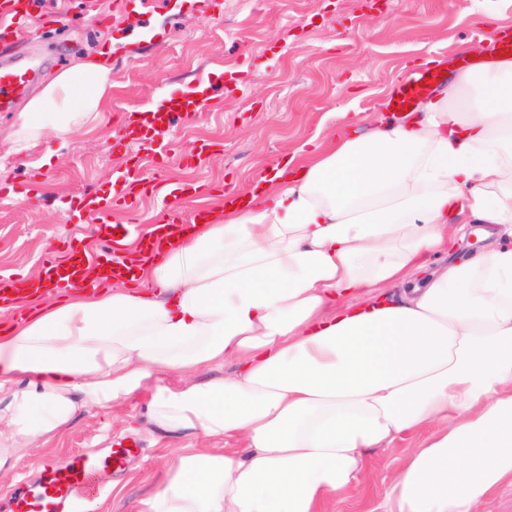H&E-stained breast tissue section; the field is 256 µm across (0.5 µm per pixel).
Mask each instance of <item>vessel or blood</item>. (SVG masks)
Masks as SVG:
<instances>
[{"instance_id": "b4317fda", "label": "vessel or blood", "mask_w": 512, "mask_h": 512, "mask_svg": "<svg viewBox=\"0 0 512 512\" xmlns=\"http://www.w3.org/2000/svg\"><path fill=\"white\" fill-rule=\"evenodd\" d=\"M39 0H0V40L18 36L25 22L34 16ZM36 63L0 66V112L10 111L17 100L30 90L36 75ZM445 79L440 69L424 67L415 71L401 82L386 100L388 109L411 110L417 101L429 94ZM206 99L173 97L157 105L146 121L147 134L137 137L139 149L161 156L164 153L162 139L182 111L206 107ZM128 201L121 191L108 196L90 199L85 208L93 212L99 224L98 237L102 247L97 254V266L105 277L118 281L133 278L132 269L125 263L126 257L117 253L115 243L118 235L131 231L130 225H112L111 216L115 209L127 206ZM203 210H196L189 218H182L175 209L164 210L151 238L140 241V249L159 247L169 235L172 225L189 221L197 223L203 217ZM89 260L83 245L73 240L63 241L61 246H49L41 270L36 279H24L11 275H0V308L25 303L30 295L45 289L60 293L89 289L84 268ZM138 452L136 438L127 437L117 447L102 451H78L65 461L42 462L41 478L36 488L17 493L12 497L7 512H75L76 505L92 496L96 491V477L105 470H119Z\"/></svg>"}]
</instances>
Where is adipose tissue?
Here are the masks:
<instances>
[{"mask_svg": "<svg viewBox=\"0 0 512 512\" xmlns=\"http://www.w3.org/2000/svg\"><path fill=\"white\" fill-rule=\"evenodd\" d=\"M111 90V50L76 62L20 112L17 150L99 125ZM362 122L208 204L139 287L29 297L0 331V475L146 390L160 435L237 445L181 449L140 512H320L396 443L382 512H472L512 481V247L430 269L453 225L512 236V58Z\"/></svg>", "mask_w": 512, "mask_h": 512, "instance_id": "1", "label": "adipose tissue"}]
</instances>
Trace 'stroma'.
I'll list each match as a JSON object with an SVG mask.
<instances>
[{"label": "stroma", "mask_w": 512, "mask_h": 512, "mask_svg": "<svg viewBox=\"0 0 512 512\" xmlns=\"http://www.w3.org/2000/svg\"><path fill=\"white\" fill-rule=\"evenodd\" d=\"M55 12L53 28L31 24L27 33L0 43V66L28 60L40 64L30 96L53 75L103 50L119 31L162 25L165 40L144 43L137 58L112 69L106 119L67 140L47 139L23 152L11 134L16 114L0 112V182L20 187L0 199V272L36 275L46 247L78 238L98 247L93 214L77 211L84 197L111 192L131 158L113 146L141 110L165 97L205 88L209 107L187 111L171 136L173 147L163 171L142 155L145 180L163 175L170 182H200L211 190H251L264 169L308 141L322 143L332 112L374 117L400 81L403 66L433 58L456 77L464 58L460 42L486 25H512V0H222L215 20L192 8L170 10L149 0L147 15L117 11L115 0H42ZM110 17L102 26L98 17ZM198 142L214 149L198 166L181 156ZM133 208L112 214L116 224L155 223L162 195L133 187ZM144 399L112 410H80L71 426L39 449L37 457L15 461L0 479V504L39 479L38 464L74 451L107 448L132 435L140 455L123 471L101 472L96 493L104 512H138L140 502L161 482L170 450L203 448L193 436L170 439L140 423ZM402 445L369 453L360 487L328 500L322 512H378L385 479Z\"/></svg>", "instance_id": "35a3bbf8"}]
</instances>
